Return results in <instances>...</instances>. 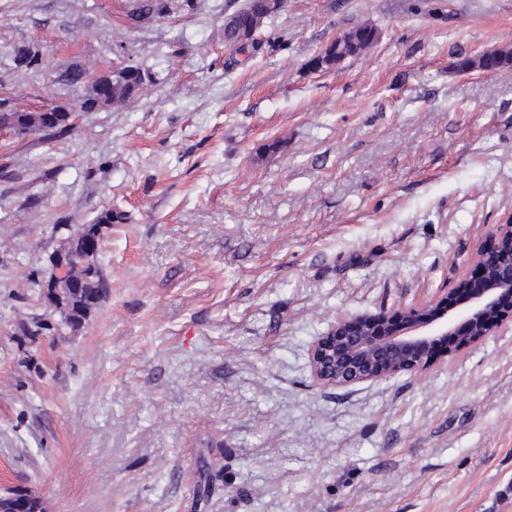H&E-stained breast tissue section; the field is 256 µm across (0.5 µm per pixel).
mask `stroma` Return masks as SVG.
Here are the masks:
<instances>
[{
	"label": "stroma",
	"instance_id": "stroma-1",
	"mask_svg": "<svg viewBox=\"0 0 512 512\" xmlns=\"http://www.w3.org/2000/svg\"><path fill=\"white\" fill-rule=\"evenodd\" d=\"M0 0V99L74 113L0 132V490L47 512H512V319L416 374L325 388L342 316L452 288L512 222V0ZM366 23L373 46L313 68ZM44 61L16 65L17 49ZM85 111L61 81L124 66ZM103 301L76 332L36 285L101 212ZM112 79L108 75L98 77L93 81L98 90H101L105 84ZM92 83V84H93ZM143 84V78L140 75L129 78H114L112 80V99L102 97V108L112 104V101H120L133 95ZM107 100V101H106ZM25 501L29 508L24 512H46L41 497L22 489H9L0 494V512H16V504Z\"/></svg>",
	"mask_w": 512,
	"mask_h": 512
}]
</instances>
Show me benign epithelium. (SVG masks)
I'll use <instances>...</instances> for the list:
<instances>
[{"instance_id":"obj_1","label":"benign epithelium","mask_w":512,"mask_h":512,"mask_svg":"<svg viewBox=\"0 0 512 512\" xmlns=\"http://www.w3.org/2000/svg\"><path fill=\"white\" fill-rule=\"evenodd\" d=\"M81 237L78 230L58 241L43 277L47 294L71 283L69 260ZM507 254H512V224H501L476 249L472 270L436 301L393 314L337 319L311 346L314 379L336 387L417 373L434 362L435 343L441 339L460 348L484 341L512 315L503 306L504 299L512 297V261L496 259Z\"/></svg>"}]
</instances>
